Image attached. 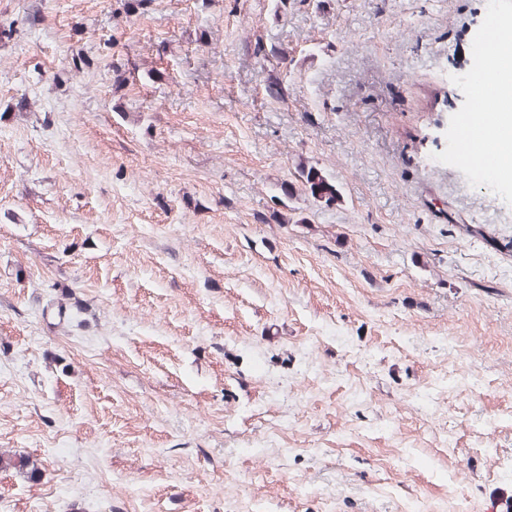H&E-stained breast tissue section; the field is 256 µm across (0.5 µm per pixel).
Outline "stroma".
Instances as JSON below:
<instances>
[{"instance_id": "obj_1", "label": "stroma", "mask_w": 512, "mask_h": 512, "mask_svg": "<svg viewBox=\"0 0 512 512\" xmlns=\"http://www.w3.org/2000/svg\"><path fill=\"white\" fill-rule=\"evenodd\" d=\"M485 2L0 0V512H512ZM300 177L303 178L305 187L308 188L314 198L324 199L327 204H331L337 198H340L336 186L321 169L315 166L309 168L303 166L300 169ZM0 467L1 468H9L13 467L18 469L22 473L26 474L27 477L32 481H37L40 479L42 471L40 468V464L37 460H32L29 457H19L16 458L12 455L4 456V454L0 455Z\"/></svg>"}]
</instances>
